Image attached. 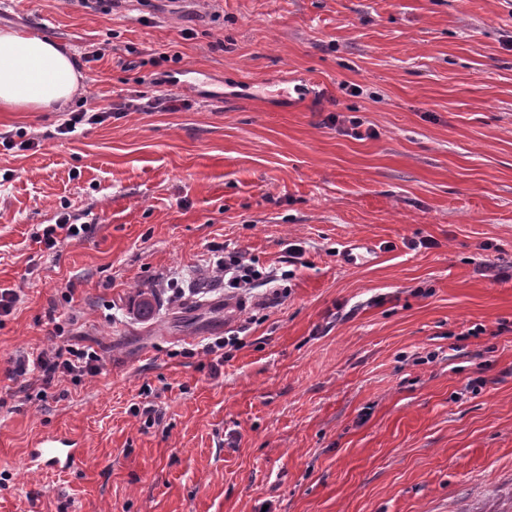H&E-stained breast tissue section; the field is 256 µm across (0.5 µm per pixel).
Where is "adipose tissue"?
Listing matches in <instances>:
<instances>
[{"label":"adipose tissue","mask_w":512,"mask_h":512,"mask_svg":"<svg viewBox=\"0 0 512 512\" xmlns=\"http://www.w3.org/2000/svg\"><path fill=\"white\" fill-rule=\"evenodd\" d=\"M81 80L74 55L60 45L31 31L0 30V110L63 109Z\"/></svg>","instance_id":"obj_1"}]
</instances>
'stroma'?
Instances as JSON below:
<instances>
[{
  "instance_id": "obj_1",
  "label": "stroma",
  "mask_w": 512,
  "mask_h": 512,
  "mask_svg": "<svg viewBox=\"0 0 512 512\" xmlns=\"http://www.w3.org/2000/svg\"><path fill=\"white\" fill-rule=\"evenodd\" d=\"M1 27L83 82L0 112L35 141L0 147V512H512V0H0ZM165 72L190 110L58 136ZM63 213L87 230L46 250ZM359 238L376 258L344 264ZM222 244L293 275L199 278ZM59 336L99 374L18 394ZM49 432L83 457L33 474ZM68 116L57 128L58 135L67 137L76 131L81 125H98L112 119V104L103 107L96 112H88L87 110L69 112Z\"/></svg>"
}]
</instances>
